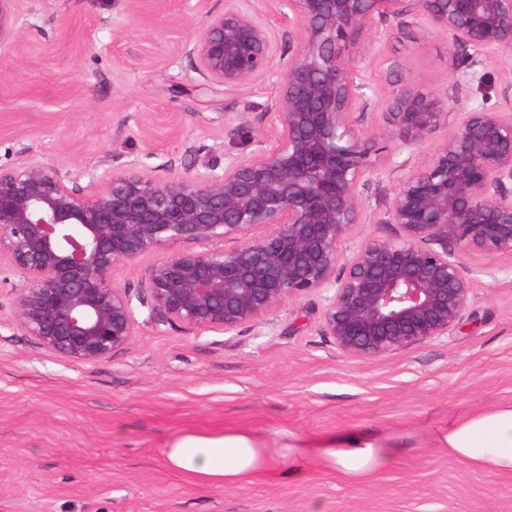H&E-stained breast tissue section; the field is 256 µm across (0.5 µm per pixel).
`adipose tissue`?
<instances>
[{
	"label": "adipose tissue",
	"instance_id": "ef3b65f1",
	"mask_svg": "<svg viewBox=\"0 0 512 512\" xmlns=\"http://www.w3.org/2000/svg\"><path fill=\"white\" fill-rule=\"evenodd\" d=\"M448 453L482 470L512 476V405L475 412L451 423L437 438ZM167 465L213 485H236L258 475H303L309 466L358 480L392 464L394 449L384 439L350 432L307 442L288 434L269 441L247 432L187 433L164 450Z\"/></svg>",
	"mask_w": 512,
	"mask_h": 512
}]
</instances>
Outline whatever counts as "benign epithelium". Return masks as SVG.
<instances>
[{
    "mask_svg": "<svg viewBox=\"0 0 512 512\" xmlns=\"http://www.w3.org/2000/svg\"><path fill=\"white\" fill-rule=\"evenodd\" d=\"M15 0H0V44ZM224 0L201 35L184 45L206 84L246 88L281 76L266 105L274 137L247 155L204 164L189 178L155 176L137 164L82 171L88 189L36 156L0 168V262L23 277L15 297L21 327L67 359L95 363L136 334L134 302L158 325L232 334L263 323L290 298L324 295L321 333L360 359L434 341L462 327L473 277L471 252L512 254V86L501 105L482 103L447 122L448 106L491 60L512 56V0ZM282 35L277 51L267 11ZM410 15L448 36L465 57L434 96L408 80L391 93L380 136L394 152L371 159L374 136L361 116L375 88L355 74L348 45L374 15ZM437 150L416 148L440 128ZM399 174L383 223L394 236L342 243L365 224L361 187L369 171ZM258 226L265 235L254 236ZM161 257L149 298L117 285L120 263ZM230 241V248L213 243Z\"/></svg>",
    "mask_w": 512,
    "mask_h": 512,
    "instance_id": "1",
    "label": "benign epithelium"
}]
</instances>
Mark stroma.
Masks as SVG:
<instances>
[{"mask_svg": "<svg viewBox=\"0 0 512 512\" xmlns=\"http://www.w3.org/2000/svg\"><path fill=\"white\" fill-rule=\"evenodd\" d=\"M224 0H15L0 46V167L36 156L61 176L138 163L191 176L270 134L279 75L238 90L204 85L185 43ZM375 18L350 48L381 95L406 80L441 94L462 60L446 35L407 17L373 51ZM461 106L497 102L512 60H494ZM238 112L242 134H224ZM395 175L366 177L370 223L385 239ZM463 328L384 357L336 350L320 333L322 296L287 300L265 323L224 335L140 321L112 358L84 363L41 347L14 310L19 273L0 270V512H512V476L448 456L449 422L512 404V255L473 253ZM314 438L365 431L389 439L393 464L361 481L317 467L215 487L170 470L163 450L186 433Z\"/></svg>", "mask_w": 512, "mask_h": 512, "instance_id": "35a3bbf8", "label": "stroma"}]
</instances>
